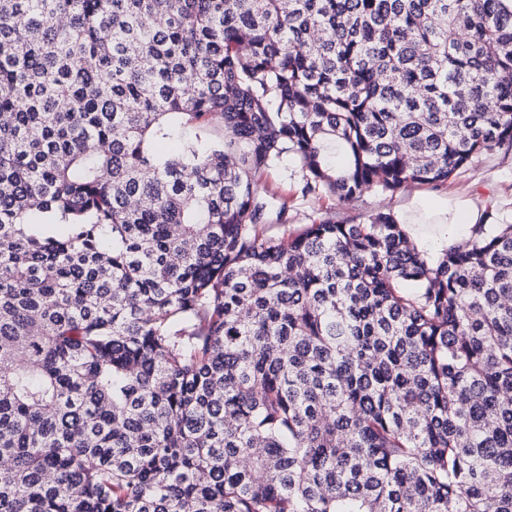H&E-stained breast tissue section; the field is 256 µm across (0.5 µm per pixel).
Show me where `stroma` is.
<instances>
[{
    "label": "stroma",
    "instance_id": "35a3bbf8",
    "mask_svg": "<svg viewBox=\"0 0 512 512\" xmlns=\"http://www.w3.org/2000/svg\"><path fill=\"white\" fill-rule=\"evenodd\" d=\"M301 181L299 164L288 157L269 170L260 182L261 190L277 192L287 199L288 222L294 228L328 217L339 223L366 224L377 213H399L415 192L425 199L466 195L478 203L497 206L501 212H512V151L499 150L475 159L441 187L422 186L415 190L408 186L388 194L371 190L348 204L329 197L301 196L298 191Z\"/></svg>",
    "mask_w": 512,
    "mask_h": 512
}]
</instances>
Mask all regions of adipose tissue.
<instances>
[{
    "instance_id": "ef3b65f1",
    "label": "adipose tissue",
    "mask_w": 512,
    "mask_h": 512,
    "mask_svg": "<svg viewBox=\"0 0 512 512\" xmlns=\"http://www.w3.org/2000/svg\"><path fill=\"white\" fill-rule=\"evenodd\" d=\"M399 223L409 225L410 232L416 241H425L429 235L428 224H436L440 237L455 240L460 227L488 220L496 223V216L486 215L473 200L466 196H455L439 200L435 203L423 199H414L409 209L398 214Z\"/></svg>"
}]
</instances>
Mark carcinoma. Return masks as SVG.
Returning a JSON list of instances; mask_svg holds the SVG:
<instances>
[{
	"instance_id": "obj_1",
	"label": "carcinoma",
	"mask_w": 512,
	"mask_h": 512,
	"mask_svg": "<svg viewBox=\"0 0 512 512\" xmlns=\"http://www.w3.org/2000/svg\"><path fill=\"white\" fill-rule=\"evenodd\" d=\"M503 148L501 0H0V512H512V224L259 192Z\"/></svg>"
}]
</instances>
